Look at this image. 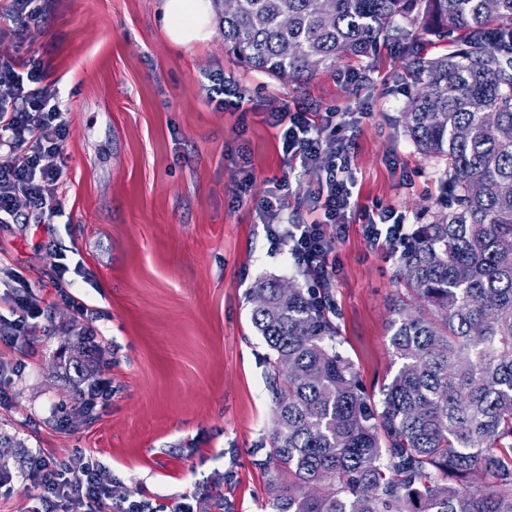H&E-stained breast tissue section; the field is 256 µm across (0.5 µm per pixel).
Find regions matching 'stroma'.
I'll return each mask as SVG.
<instances>
[{
	"instance_id": "35a3bbf8",
	"label": "stroma",
	"mask_w": 512,
	"mask_h": 512,
	"mask_svg": "<svg viewBox=\"0 0 512 512\" xmlns=\"http://www.w3.org/2000/svg\"><path fill=\"white\" fill-rule=\"evenodd\" d=\"M161 0H39L43 27L12 40L10 0H0V51L39 54L69 124L62 210L50 224H0V279L22 276L48 294L59 263L82 264L79 296L95 306V338L82 336L63 300L36 321V352L0 356L23 365L0 374V512H31L21 478L30 451L65 460L75 452L107 467L122 492L158 502L224 486L231 512H263L282 483L260 467L271 449L270 351L250 322L248 293L263 277L297 280L287 256H271L255 201L287 179L285 217L308 223L310 184L281 155L272 105L338 109L355 122L359 204L391 205L420 224L442 198L435 163L405 135L399 116L412 92L398 43L344 60L301 81L247 69L224 50V33L185 47L159 19ZM221 69L248 87L250 111L209 104L203 75ZM358 71V84L338 72ZM250 157L253 183L239 195L232 157ZM412 188H405V175ZM332 283L338 350L373 401L398 369L389 345L393 303L405 289L397 258L374 246L361 223L337 245ZM88 355L81 385L108 380L112 393L77 427L61 423L73 390L60 353Z\"/></svg>"
}]
</instances>
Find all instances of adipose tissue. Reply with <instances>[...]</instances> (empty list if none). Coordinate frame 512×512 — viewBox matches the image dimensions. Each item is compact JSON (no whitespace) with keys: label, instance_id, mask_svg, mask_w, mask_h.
<instances>
[{"label":"adipose tissue","instance_id":"obj_1","mask_svg":"<svg viewBox=\"0 0 512 512\" xmlns=\"http://www.w3.org/2000/svg\"><path fill=\"white\" fill-rule=\"evenodd\" d=\"M212 0H163L162 22L169 39L188 46L205 41L210 33Z\"/></svg>","mask_w":512,"mask_h":512}]
</instances>
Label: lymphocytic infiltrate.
I'll use <instances>...</instances> for the list:
<instances>
[{"label":"lymphocytic infiltrate","mask_w":512,"mask_h":512,"mask_svg":"<svg viewBox=\"0 0 512 512\" xmlns=\"http://www.w3.org/2000/svg\"><path fill=\"white\" fill-rule=\"evenodd\" d=\"M42 61L15 62L0 53V224H49L60 213L58 189L64 169L63 144L69 126L61 106L44 88ZM204 87L216 109H242L247 96L239 81L223 72L208 73ZM281 130L283 161L309 177L310 201L318 219L308 224L285 222L281 210L287 181L260 198L255 208L267 226L272 254L285 253L307 287L335 279L336 246L351 220L362 221L374 245L399 252L412 231L406 216L392 206L369 209L353 199V142L344 136V113H311L281 105L269 114ZM5 294L10 316L0 315V343L30 351L34 319L49 299L36 293L20 276H12ZM35 491L32 512H212L210 498L184 494L157 503L145 494L117 495L112 475L86 455L62 462L37 450L28 456L22 474Z\"/></svg>","instance_id":"obj_1"}]
</instances>
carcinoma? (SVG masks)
Wrapping results in <instances>:
<instances>
[{"label":"carcinoma","instance_id":"cac0c4a2","mask_svg":"<svg viewBox=\"0 0 512 512\" xmlns=\"http://www.w3.org/2000/svg\"><path fill=\"white\" fill-rule=\"evenodd\" d=\"M214 9L247 68L302 81L403 41L400 122L443 166L451 204L398 255L388 324L399 368L378 408L336 349L331 288L258 280L250 321L272 351L267 512H512V0H236ZM461 35L451 52L420 40ZM481 477L473 491L448 477Z\"/></svg>","mask_w":512,"mask_h":512}]
</instances>
